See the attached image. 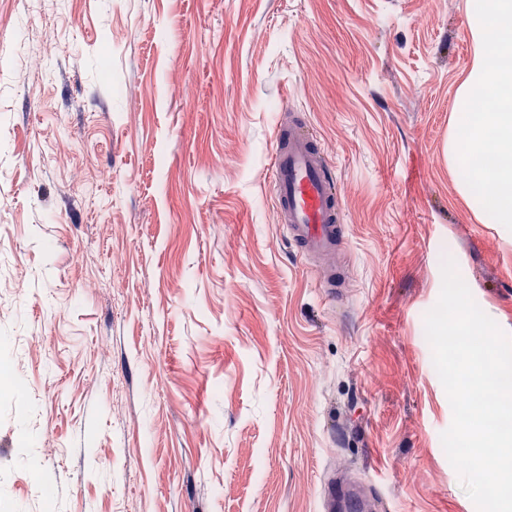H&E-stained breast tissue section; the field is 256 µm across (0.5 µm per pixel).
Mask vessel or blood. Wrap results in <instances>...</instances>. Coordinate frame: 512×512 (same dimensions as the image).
<instances>
[{
    "instance_id": "vessel-or-blood-1",
    "label": "vessel or blood",
    "mask_w": 512,
    "mask_h": 512,
    "mask_svg": "<svg viewBox=\"0 0 512 512\" xmlns=\"http://www.w3.org/2000/svg\"><path fill=\"white\" fill-rule=\"evenodd\" d=\"M270 177L277 223L318 270L325 296L337 298V281L348 278L347 270L336 265L346 244L342 205L320 139L307 122L277 125ZM377 506L376 497L363 495L343 476L328 482L323 491L324 512H375Z\"/></svg>"
}]
</instances>
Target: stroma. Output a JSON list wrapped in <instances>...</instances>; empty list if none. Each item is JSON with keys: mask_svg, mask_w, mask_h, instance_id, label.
Segmentation results:
<instances>
[{"mask_svg": "<svg viewBox=\"0 0 512 512\" xmlns=\"http://www.w3.org/2000/svg\"><path fill=\"white\" fill-rule=\"evenodd\" d=\"M467 12L0 0V512H319L347 470L391 512H477L425 333L450 242L512 335V231L448 166ZM286 109L337 175L340 300L276 222Z\"/></svg>", "mask_w": 512, "mask_h": 512, "instance_id": "1", "label": "stroma"}]
</instances>
